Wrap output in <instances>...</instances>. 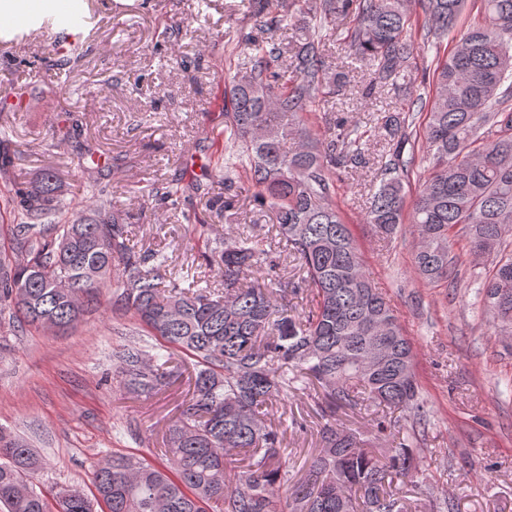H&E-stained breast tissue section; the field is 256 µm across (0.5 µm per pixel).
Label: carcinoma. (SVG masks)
<instances>
[{
    "instance_id": "carcinoma-1",
    "label": "carcinoma",
    "mask_w": 512,
    "mask_h": 512,
    "mask_svg": "<svg viewBox=\"0 0 512 512\" xmlns=\"http://www.w3.org/2000/svg\"><path fill=\"white\" fill-rule=\"evenodd\" d=\"M302 25L286 45L250 42L224 92V137L240 150L224 158V175L244 172L269 207L279 243L298 261L286 278L280 252L243 232L207 240L202 257L222 287L198 272H167V257L131 243L127 225L107 208L105 187L94 181L92 215L59 220L62 205L54 175L25 195L10 231L14 264L0 263V305L12 321L67 330L112 287V311L131 313L147 335L197 361L191 398L169 432L165 463L114 454L93 472L96 494L73 484L46 493L33 488L41 469L34 451L0 428V512H408L393 484L417 477L415 435L383 457L369 450L392 436V414H408L425 427L428 410L414 372L417 349L390 304L373 285L349 225L332 198L333 176L370 165L371 129L340 120L328 137L315 138L304 113L339 93L347 75L330 72L321 31L337 15H356L344 43L367 67L362 96L405 79L420 50L454 41L429 91L413 102L427 109L424 132L407 115L383 117L388 149L380 155L365 223L386 236L411 224L418 243L416 278L450 288L462 280L453 247L462 235L470 253L492 258L476 297L499 316L488 324L512 339V0H482L488 22L457 31L468 0H422L423 23L411 20L408 0H299ZM256 10L259 29L288 26L278 0H241ZM424 137L430 173L411 212L404 181L414 154L406 146ZM295 141L288 149V139ZM167 181L149 194L179 196ZM275 286L259 282L263 266ZM309 292L311 306L292 314L285 293ZM146 349L130 345L116 355L127 393L149 396L170 377L167 362L150 364ZM318 392L321 449L306 475L288 484L281 467L283 433L263 408L296 383ZM372 407L369 434L336 427L338 409ZM249 460L237 469L236 456Z\"/></svg>"
}]
</instances>
